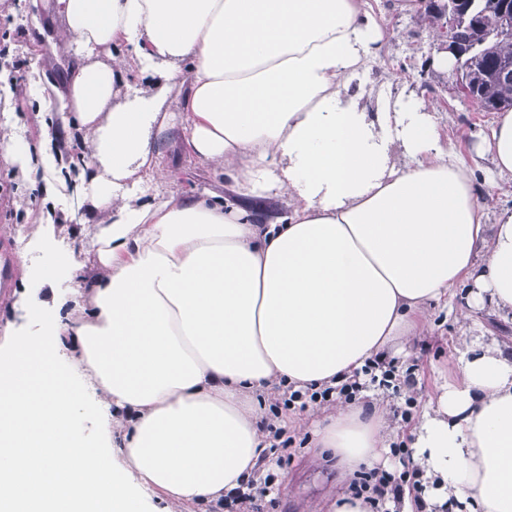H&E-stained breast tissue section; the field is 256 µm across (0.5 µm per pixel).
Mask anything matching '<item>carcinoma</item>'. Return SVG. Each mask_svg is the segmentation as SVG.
<instances>
[{
    "label": "carcinoma",
    "mask_w": 512,
    "mask_h": 512,
    "mask_svg": "<svg viewBox=\"0 0 512 512\" xmlns=\"http://www.w3.org/2000/svg\"><path fill=\"white\" fill-rule=\"evenodd\" d=\"M447 10L442 13L424 11L422 20L439 28L448 24V18L457 21V35L472 51L463 60L464 75L476 106L485 112L512 109V79L495 76L501 59L512 58V29L501 24L498 0H446ZM481 16V25L469 22L472 14Z\"/></svg>",
    "instance_id": "cac0c4a2"
}]
</instances>
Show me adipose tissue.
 <instances>
[{
    "mask_svg": "<svg viewBox=\"0 0 512 512\" xmlns=\"http://www.w3.org/2000/svg\"><path fill=\"white\" fill-rule=\"evenodd\" d=\"M77 64L63 103L84 130L87 202L108 209L80 264L55 253L73 307L0 356V512H145L144 490L209 505L268 448L273 384L336 385L416 335L464 288L512 317V209L493 227L423 103L369 122L345 92L386 31L369 0H55ZM160 73L133 90L128 65ZM184 137L234 200L141 203L173 88ZM422 156L400 170L389 136ZM512 174V110L478 147ZM288 195L286 219L252 203ZM101 409L88 438L87 397ZM386 406L339 405L317 431L343 476L386 463ZM426 512H512V351L468 347L410 431Z\"/></svg>",
    "mask_w": 512,
    "mask_h": 512,
    "instance_id": "adipose-tissue-1",
    "label": "adipose tissue"
}]
</instances>
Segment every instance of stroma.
<instances>
[{
    "mask_svg": "<svg viewBox=\"0 0 512 512\" xmlns=\"http://www.w3.org/2000/svg\"><path fill=\"white\" fill-rule=\"evenodd\" d=\"M401 0H370L375 12L387 20L388 34L372 51L366 69L348 92L376 118L396 101L413 98L427 103L445 148L472 171L476 184L490 193L485 223H495L499 211L512 207V176L498 174L489 158L478 157L477 145L494 123L491 112L478 111L456 89L453 69L435 62L438 31L420 21L419 9H405ZM62 23L55 0H0V86L13 92L10 116L0 115V138L17 135L27 139L38 162L30 179L16 176L15 168L0 156V270L9 269L8 283H0V348L35 335L27 303L37 296L57 312L70 291L69 280L46 283L26 274L25 265L39 266L47 254L31 241L35 221L53 218L54 247L82 261L99 224L108 212L88 210L71 190L51 196L45 191L50 176L70 177L71 163L84 153L82 131L64 123L61 98L67 91L68 73L75 62L59 33ZM184 91L169 100L170 128L161 137L158 172L144 179L142 202L170 196L208 193L229 198L231 185L223 174L195 156L182 133L180 120ZM459 295L447 305H432L425 312L428 327L422 335L404 339L396 359L413 368L414 387L374 386L376 397L388 411L401 410L409 393H416L417 412L427 410L447 382L455 380L459 359L474 341L512 345V320L485 308L461 317ZM322 409H292L288 433L304 437L301 448L281 471L265 512H330L336 496L347 494L335 460L315 448L311 435Z\"/></svg>",
    "mask_w": 512,
    "mask_h": 512,
    "instance_id": "35a3bbf8",
    "label": "stroma"
}]
</instances>
